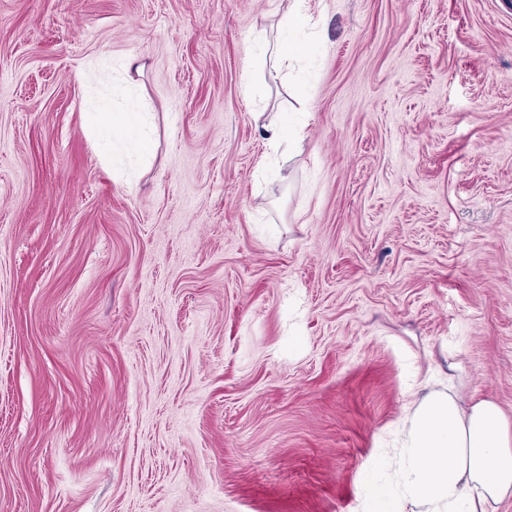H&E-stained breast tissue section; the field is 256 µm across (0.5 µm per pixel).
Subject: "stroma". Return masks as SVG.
<instances>
[{
	"label": "stroma",
	"mask_w": 512,
	"mask_h": 512,
	"mask_svg": "<svg viewBox=\"0 0 512 512\" xmlns=\"http://www.w3.org/2000/svg\"><path fill=\"white\" fill-rule=\"evenodd\" d=\"M308 6L280 72L283 0H0V512H360L417 381L512 421V0ZM308 0H289L280 21L282 37L273 44H267L265 52L276 61L293 60L303 43L318 35V25L308 10ZM150 112H117L104 106L98 112L96 124V137L99 147L105 154L112 152V130L125 128L135 139L141 149L148 146L146 129L149 123ZM257 119L262 121L268 145L275 152L303 138V129L293 126L286 112H257Z\"/></svg>",
	"instance_id": "obj_1"
}]
</instances>
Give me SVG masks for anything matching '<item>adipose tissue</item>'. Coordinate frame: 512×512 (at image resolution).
Here are the masks:
<instances>
[{"label": "adipose tissue", "mask_w": 512, "mask_h": 512, "mask_svg": "<svg viewBox=\"0 0 512 512\" xmlns=\"http://www.w3.org/2000/svg\"><path fill=\"white\" fill-rule=\"evenodd\" d=\"M280 26L281 38L265 48L275 61L293 60L319 33L308 0H288ZM148 123L145 112L102 108L98 145L111 153L112 132L123 128L147 148ZM397 436L401 453L389 484L369 489L375 512H403L407 502L419 512H487L488 505L512 495V426L494 401L467 405L456 389L423 387Z\"/></svg>", "instance_id": "1"}]
</instances>
